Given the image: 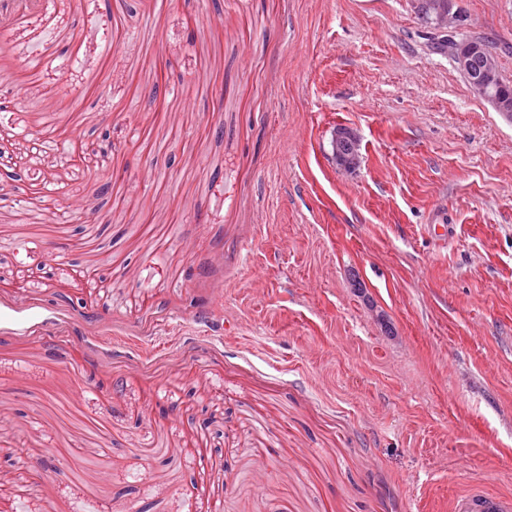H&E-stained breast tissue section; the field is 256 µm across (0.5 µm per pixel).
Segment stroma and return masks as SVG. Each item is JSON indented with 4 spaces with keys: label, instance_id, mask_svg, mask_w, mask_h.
<instances>
[{
    "label": "stroma",
    "instance_id": "obj_1",
    "mask_svg": "<svg viewBox=\"0 0 512 512\" xmlns=\"http://www.w3.org/2000/svg\"><path fill=\"white\" fill-rule=\"evenodd\" d=\"M458 4L512 82V0ZM429 38L414 0H0V512L512 499V121ZM333 151H336V156L339 158L337 163L340 166L346 165L345 168L351 169L358 164V142L353 132L339 140Z\"/></svg>",
    "mask_w": 512,
    "mask_h": 512
}]
</instances>
